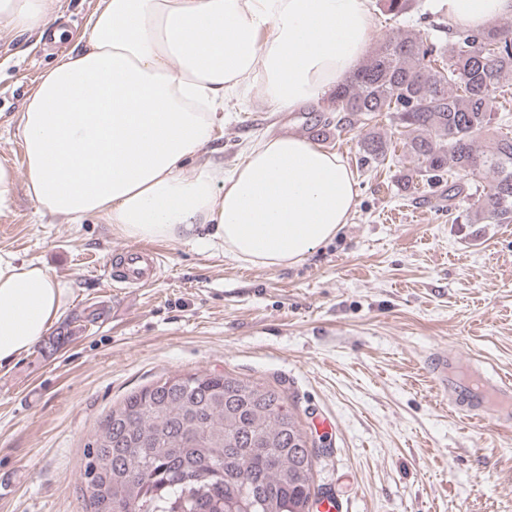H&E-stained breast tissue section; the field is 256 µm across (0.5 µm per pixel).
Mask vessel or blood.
I'll list each match as a JSON object with an SVG mask.
<instances>
[{"label": "vessel or blood", "instance_id": "vessel-or-blood-1", "mask_svg": "<svg viewBox=\"0 0 512 512\" xmlns=\"http://www.w3.org/2000/svg\"><path fill=\"white\" fill-rule=\"evenodd\" d=\"M163 272V259L153 249L139 247L124 251L123 259L113 272L112 280L123 288H142L158 280ZM458 358L455 351L434 353L427 361L428 370L436 386L447 394L450 404L457 409L475 414L481 412L487 402L500 407V423L512 422V379L499 374L478 373V390L455 377L451 368Z\"/></svg>", "mask_w": 512, "mask_h": 512}]
</instances>
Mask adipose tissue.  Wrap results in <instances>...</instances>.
I'll return each mask as SVG.
<instances>
[{
  "label": "adipose tissue",
  "instance_id": "ef3b65f1",
  "mask_svg": "<svg viewBox=\"0 0 512 512\" xmlns=\"http://www.w3.org/2000/svg\"><path fill=\"white\" fill-rule=\"evenodd\" d=\"M372 0H101L79 51L45 71L19 114L27 193L131 240L222 246L254 266L304 259L348 224L351 170L294 135L262 136L232 169L205 158L245 97L276 112L317 103L358 67ZM452 26L512 16V0H433ZM48 24L43 0H0V28ZM70 290L0 254V364L29 352Z\"/></svg>",
  "mask_w": 512,
  "mask_h": 512
}]
</instances>
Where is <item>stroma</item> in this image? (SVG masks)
<instances>
[{"instance_id":"obj_1","label":"stroma","mask_w":512,"mask_h":512,"mask_svg":"<svg viewBox=\"0 0 512 512\" xmlns=\"http://www.w3.org/2000/svg\"><path fill=\"white\" fill-rule=\"evenodd\" d=\"M99 0H44L68 24L64 39L0 30V163L16 175L0 213V253L39 263L71 293L50 328L65 337L0 366V512H84L87 443L101 416L130 392L173 373H230L285 389L319 452L314 483L343 512H512V428L494 406L453 409L426 368L456 349L462 365L512 376V224H470L477 181L455 199L413 181L414 159L391 140V164L359 168L365 125L337 133L323 104L274 112L252 101L224 119L225 167L246 142L290 132L342 156L358 204L331 241L282 268L245 266L222 248L152 240L164 273L145 288H116L117 252L132 240L97 218L72 224L26 193L18 114L45 69L79 47ZM432 0L393 17L374 9L373 43L395 29L436 36ZM94 321L80 322L85 311ZM329 427H321L320 419Z\"/></svg>"}]
</instances>
